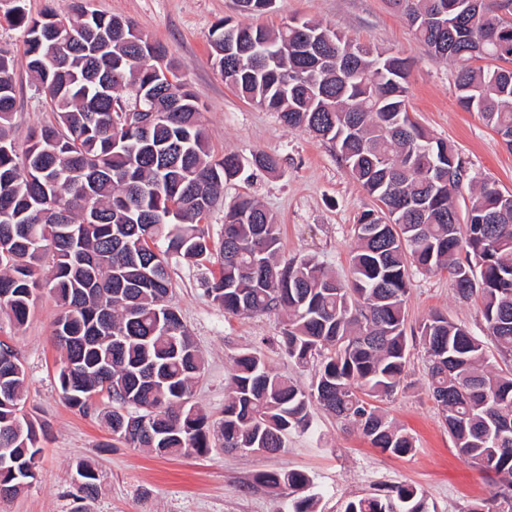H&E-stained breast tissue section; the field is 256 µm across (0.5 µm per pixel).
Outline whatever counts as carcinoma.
<instances>
[{
	"label": "carcinoma",
	"mask_w": 512,
	"mask_h": 512,
	"mask_svg": "<svg viewBox=\"0 0 512 512\" xmlns=\"http://www.w3.org/2000/svg\"><path fill=\"white\" fill-rule=\"evenodd\" d=\"M271 0H238L261 16ZM424 50L456 67L459 104L498 135L512 136V23L484 55L463 52L483 21L469 0H388ZM27 67L49 97L54 122L31 131L18 154L8 130L14 62L0 52V313L25 324L48 290L65 350L58 373L64 401L82 414L106 394L103 418L117 440L159 455L207 453L211 424L192 402L205 362L172 302L170 268L180 258L216 265L205 293L238 317L288 314L279 343L295 364L316 359L311 389L271 370L258 349L233 358L218 423L221 447H287L311 427L316 404L396 456L415 443L381 408L404 382L413 345L405 302L415 273L446 270L462 300L478 301L484 335L432 313L417 337L428 358V389L459 456L491 476L490 498L458 512H512V193L487 182L460 223L455 194L467 170L454 146L430 134L408 108V59L299 20L277 29L224 24L214 64L242 98L277 113L290 129L332 144L376 206L354 224L350 277L315 258L280 255V225L256 199L240 196L210 241L207 219L224 183L245 167L275 174L277 156L211 155L197 98L159 43L132 21L65 0L37 18L20 6ZM157 116L146 123L139 109ZM503 369L495 368L487 343ZM26 371L0 343V497L36 478L39 429L24 412ZM78 500L97 494L84 463ZM286 487L290 512H318L310 477L266 472ZM343 512H430L423 491L398 484L347 500Z\"/></svg>",
	"instance_id": "cac0c4a2"
}]
</instances>
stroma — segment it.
<instances>
[{
  "mask_svg": "<svg viewBox=\"0 0 512 512\" xmlns=\"http://www.w3.org/2000/svg\"><path fill=\"white\" fill-rule=\"evenodd\" d=\"M19 1L35 15L52 0H0V50L16 62L10 138L21 152L31 130L49 122L52 115L26 66L20 32L9 20ZM86 3L89 9L132 20L144 37L165 45L168 61L201 105L214 158L227 152L278 156V174L225 184L208 220L211 237L221 233L225 206L249 195L275 216L286 257L311 255L330 272L347 277L355 244L353 226L374 201L349 176L330 143L309 131L288 129L275 113L244 100L225 84L212 59V31L227 18L246 22L236 0ZM295 17L322 22L354 42L410 59L411 110L425 128L458 150L467 167L455 196L458 208L468 205L472 188L485 180L512 192V151L479 114L458 104L454 66L431 59L387 0H275L259 22L277 28ZM171 276L173 302L205 360L192 401L210 421L219 422L224 416L232 358L241 350L261 349L275 372L301 386L311 384L316 365L296 367L275 343L288 325L286 315L225 314L207 297L202 271L191 260H179ZM433 312L475 331L483 324L477 304L459 299L444 271L413 276L406 304L407 335H414L423 318ZM58 314L55 302L42 296L22 327L0 315V341L14 349L26 369L25 410L43 428L36 479L18 495L0 498V512H74L75 465L80 461L90 464L98 476L99 494L87 502L88 512H279L288 500L287 490L267 488L257 477L289 469L312 477L320 512H341L348 498L398 483L420 488L436 512H458L466 502L489 496L493 488L486 474L458 456L428 390L422 347L411 353L403 389L383 404L389 416L412 434L415 450L409 455L399 457L372 447L359 431L345 428L317 407L311 431L292 434L280 453L254 455L214 448L204 455L164 458L113 439L97 414L108 405L106 395L95 397L96 410L88 415L65 403L57 380L65 356L54 338Z\"/></svg>",
  "mask_w": 512,
  "mask_h": 512,
  "instance_id": "obj_1",
  "label": "stroma"
}]
</instances>
